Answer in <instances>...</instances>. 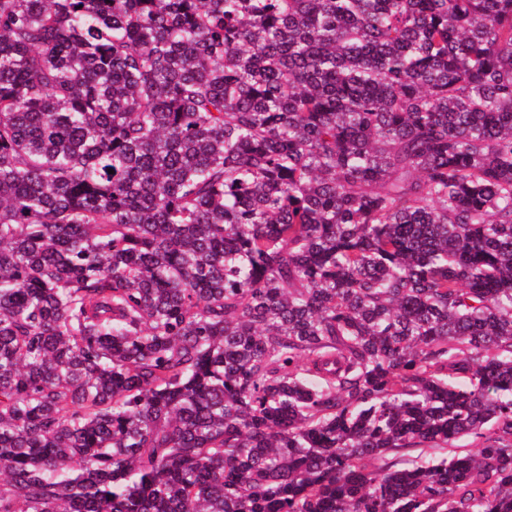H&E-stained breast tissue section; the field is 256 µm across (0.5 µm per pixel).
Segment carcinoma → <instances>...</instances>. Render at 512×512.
Listing matches in <instances>:
<instances>
[{
	"mask_svg": "<svg viewBox=\"0 0 512 512\" xmlns=\"http://www.w3.org/2000/svg\"><path fill=\"white\" fill-rule=\"evenodd\" d=\"M0 512H512V0H0Z\"/></svg>",
	"mask_w": 512,
	"mask_h": 512,
	"instance_id": "cac0c4a2",
	"label": "carcinoma"
}]
</instances>
